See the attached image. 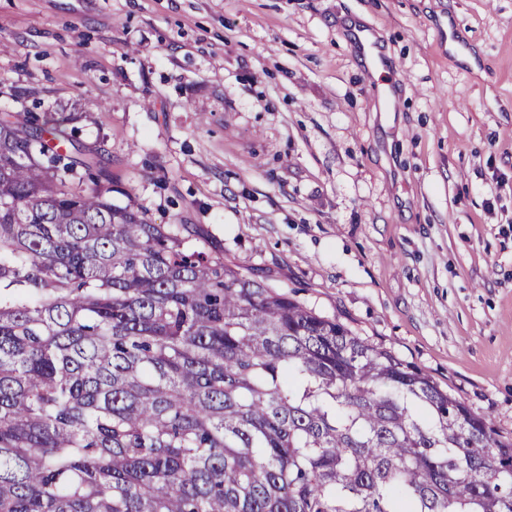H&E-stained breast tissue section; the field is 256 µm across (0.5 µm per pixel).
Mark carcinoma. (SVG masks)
<instances>
[{
  "label": "carcinoma",
  "instance_id": "1",
  "mask_svg": "<svg viewBox=\"0 0 512 512\" xmlns=\"http://www.w3.org/2000/svg\"><path fill=\"white\" fill-rule=\"evenodd\" d=\"M0 115V512H512V441Z\"/></svg>",
  "mask_w": 512,
  "mask_h": 512
}]
</instances>
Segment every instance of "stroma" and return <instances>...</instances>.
<instances>
[{"mask_svg": "<svg viewBox=\"0 0 512 512\" xmlns=\"http://www.w3.org/2000/svg\"><path fill=\"white\" fill-rule=\"evenodd\" d=\"M1 112L512 439V0H0Z\"/></svg>", "mask_w": 512, "mask_h": 512, "instance_id": "stroma-1", "label": "stroma"}]
</instances>
